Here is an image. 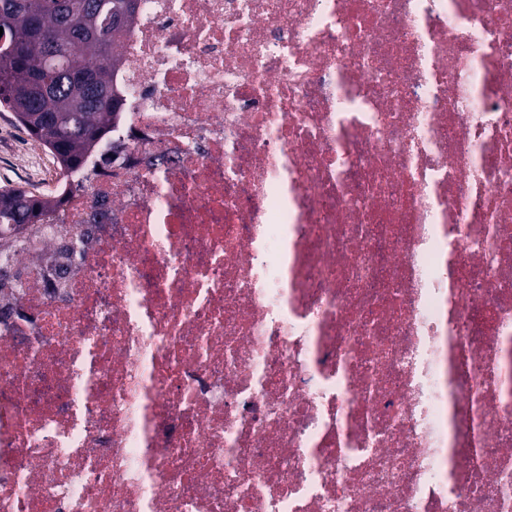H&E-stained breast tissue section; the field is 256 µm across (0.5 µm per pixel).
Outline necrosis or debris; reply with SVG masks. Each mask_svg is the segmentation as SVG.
Masks as SVG:
<instances>
[{"label": "necrosis or debris", "mask_w": 512, "mask_h": 512, "mask_svg": "<svg viewBox=\"0 0 512 512\" xmlns=\"http://www.w3.org/2000/svg\"><path fill=\"white\" fill-rule=\"evenodd\" d=\"M117 53L1 237L0 512H512V0H139Z\"/></svg>", "instance_id": "obj_1"}]
</instances>
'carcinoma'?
<instances>
[{"label":"carcinoma","instance_id":"1","mask_svg":"<svg viewBox=\"0 0 512 512\" xmlns=\"http://www.w3.org/2000/svg\"><path fill=\"white\" fill-rule=\"evenodd\" d=\"M133 13L127 0H0V107L66 171L110 135L113 38ZM57 195L0 186V225L33 224Z\"/></svg>","mask_w":512,"mask_h":512}]
</instances>
